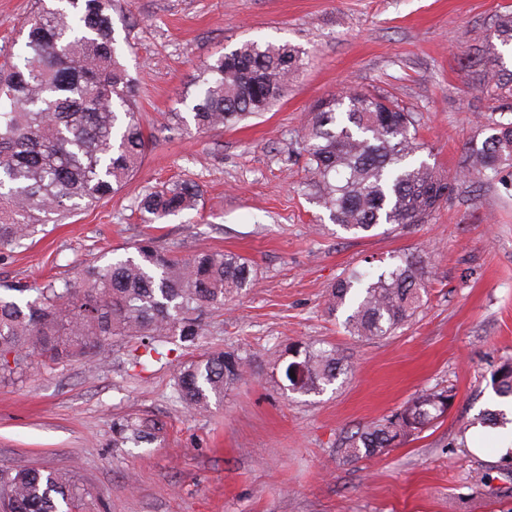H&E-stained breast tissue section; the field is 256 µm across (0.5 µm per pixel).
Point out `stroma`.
<instances>
[{"label": "stroma", "mask_w": 512, "mask_h": 512, "mask_svg": "<svg viewBox=\"0 0 512 512\" xmlns=\"http://www.w3.org/2000/svg\"><path fill=\"white\" fill-rule=\"evenodd\" d=\"M32 0H0V62L17 53ZM512 0H117L112 14L151 145L124 189L0 254V285L46 286L130 253L151 234L182 253L231 250L256 285L214 313L175 361L130 369L133 345L109 361L86 353L54 367L31 358L0 372V468L70 473L85 512H512V455L467 428L492 408L491 375L512 359V175L458 183L429 223L354 236L312 187L302 128L327 94L376 90L413 112L429 163L454 175L487 132L481 49ZM245 40L305 50L287 92L263 116L207 132L168 122L201 62ZM179 177L203 191L199 215L147 223L137 201ZM428 257L426 304L404 329L372 341L344 332L326 299L352 269L379 272ZM342 349L349 372L319 395H285L273 360L285 345ZM247 355L252 376L223 401L186 412L181 363L208 349ZM449 388L447 417L389 454L346 462L344 437L419 391ZM165 426L147 448L112 445V423Z\"/></svg>", "instance_id": "obj_1"}]
</instances>
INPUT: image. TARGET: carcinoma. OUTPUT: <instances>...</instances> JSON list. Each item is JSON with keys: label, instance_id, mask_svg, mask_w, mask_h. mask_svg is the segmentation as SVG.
Returning <instances> with one entry per match:
<instances>
[{"label": "carcinoma", "instance_id": "obj_1", "mask_svg": "<svg viewBox=\"0 0 512 512\" xmlns=\"http://www.w3.org/2000/svg\"><path fill=\"white\" fill-rule=\"evenodd\" d=\"M115 0H34L22 24L17 60L0 66V253L21 248L37 227L58 223L117 193L146 154L133 80L116 47ZM512 47V10L497 16L485 39L489 66L480 90L498 102L487 118L489 135L471 150L454 177L441 175L416 155L412 112L367 91L333 93L309 112L303 149L318 176L316 193L336 225L352 234L383 225L426 224L457 182L481 181L512 169V69L503 49ZM303 50L289 43L248 40L203 62L195 91L183 95L187 112H171L178 125L214 130L256 117L278 102L302 65ZM199 186L188 181L152 187L137 202L159 222L199 210ZM125 258L94 261L73 281L31 289L7 286L32 299L0 296V369L13 356L19 368L38 356L61 364L87 350L104 361L112 340L137 346L132 366L168 356L163 339L194 342L203 317L255 286L251 261L238 253L203 250L182 255L175 245L145 237ZM428 271L421 258L405 257L374 276L353 270L331 288L328 309L346 313L344 329L357 340L390 336L408 325L424 304ZM284 370L298 393L320 394L346 372L333 346L292 342ZM247 358L214 349L179 367L177 398L188 410H204L212 399L243 380ZM495 393L512 397V359L492 376ZM455 394L426 389L400 409L346 437L340 453L348 461L383 456L445 416ZM150 419H118L113 441L138 447L160 438ZM66 510H61V506ZM0 512H83V497L70 476L53 470L0 473Z\"/></svg>", "mask_w": 512, "mask_h": 512}]
</instances>
